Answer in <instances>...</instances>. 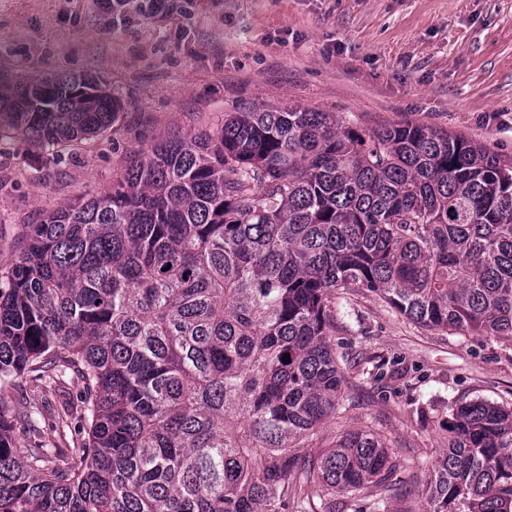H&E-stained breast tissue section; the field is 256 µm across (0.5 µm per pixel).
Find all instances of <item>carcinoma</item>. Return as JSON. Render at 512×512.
I'll return each mask as SVG.
<instances>
[{
	"mask_svg": "<svg viewBox=\"0 0 512 512\" xmlns=\"http://www.w3.org/2000/svg\"><path fill=\"white\" fill-rule=\"evenodd\" d=\"M118 114L93 77L0 90V125L40 145ZM29 238L0 273V391L75 377L51 427L81 439H38L35 406L0 414V512H320L358 495L391 466L380 437L298 451L342 395L338 288L512 338V162L423 125L243 108ZM446 430L423 512H512V410L456 404Z\"/></svg>",
	"mask_w": 512,
	"mask_h": 512,
	"instance_id": "obj_1",
	"label": "carcinoma"
}]
</instances>
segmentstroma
<instances>
[{"mask_svg":"<svg viewBox=\"0 0 512 512\" xmlns=\"http://www.w3.org/2000/svg\"><path fill=\"white\" fill-rule=\"evenodd\" d=\"M167 17L103 14L95 0H0V86L90 74L118 98L106 131L51 148L0 128V271L28 227L110 191L131 160L174 136L220 128L245 104L300 105L366 131L409 122L460 133L512 159V0H171ZM333 338L344 402L306 451L367 429L419 492L447 444L451 405L512 407V339L430 330L366 290H337ZM74 383L10 387L0 413L37 404L49 422Z\"/></svg>","mask_w":512,"mask_h":512,"instance_id":"1","label":"stroma"}]
</instances>
